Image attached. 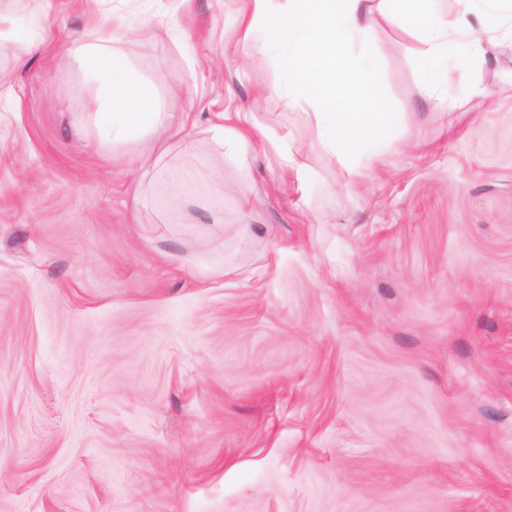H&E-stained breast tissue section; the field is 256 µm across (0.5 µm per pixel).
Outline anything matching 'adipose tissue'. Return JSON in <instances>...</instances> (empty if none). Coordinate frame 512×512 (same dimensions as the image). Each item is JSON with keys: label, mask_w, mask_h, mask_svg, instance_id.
<instances>
[{"label": "adipose tissue", "mask_w": 512, "mask_h": 512, "mask_svg": "<svg viewBox=\"0 0 512 512\" xmlns=\"http://www.w3.org/2000/svg\"><path fill=\"white\" fill-rule=\"evenodd\" d=\"M437 0H252L243 20L244 36L267 27L272 47L286 72L278 86L280 98L292 100L305 91L315 92L321 104L315 119L324 133L323 145L345 164L349 176L379 161L380 152L368 143H385L395 121L381 101L369 94L379 63L372 55L354 51L367 42L380 19L400 20L404 31L424 46L429 67L427 95L441 111L456 104L444 91L448 83V48L464 47L461 68L479 67L486 49L477 22L495 20L503 37L512 39V0H456L457 10H438ZM117 30L103 18L90 41L78 52L99 87L84 122L97 132L101 143L136 141L167 130L174 119L163 111L153 89L134 76L112 43ZM254 116L236 113L234 121L210 126L215 142L237 161L247 159Z\"/></svg>", "instance_id": "ef3b65f1"}]
</instances>
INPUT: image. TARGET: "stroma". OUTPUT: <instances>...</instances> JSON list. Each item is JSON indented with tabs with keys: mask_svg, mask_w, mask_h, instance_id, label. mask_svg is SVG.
<instances>
[{
	"mask_svg": "<svg viewBox=\"0 0 512 512\" xmlns=\"http://www.w3.org/2000/svg\"><path fill=\"white\" fill-rule=\"evenodd\" d=\"M249 7L0 0V512H512V44L448 114L381 21L393 147L352 180ZM105 16L181 130L82 125ZM237 111L243 164L202 132ZM213 186V181L209 184L206 182H193L190 186L185 179L172 180L161 186V193L167 198H173L185 193L193 192L196 194H206Z\"/></svg>",
	"mask_w": 512,
	"mask_h": 512,
	"instance_id": "stroma-1",
	"label": "stroma"
}]
</instances>
